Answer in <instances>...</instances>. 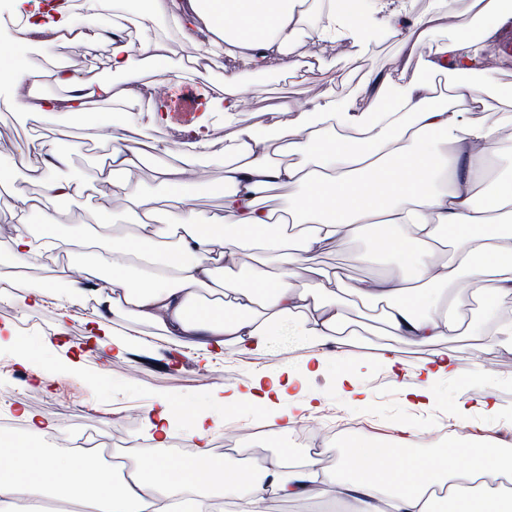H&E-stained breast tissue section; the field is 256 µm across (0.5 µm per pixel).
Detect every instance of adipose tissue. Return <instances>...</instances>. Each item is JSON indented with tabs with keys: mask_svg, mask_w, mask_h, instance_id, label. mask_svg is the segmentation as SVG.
Listing matches in <instances>:
<instances>
[{
	"mask_svg": "<svg viewBox=\"0 0 512 512\" xmlns=\"http://www.w3.org/2000/svg\"><path fill=\"white\" fill-rule=\"evenodd\" d=\"M109 0H82V23L71 7L45 6L44 0H12L24 17L13 38L27 45L39 40L75 47L95 56L103 39L99 18ZM459 0H441L428 14L412 13L407 0H352L350 15L338 14L334 0H126L112 13L111 79L90 73L75 79L63 67H23L20 57L0 64V100L9 112L34 113L41 133L25 142L24 154L42 157L39 172L20 175L0 168V223L9 226L0 243L14 274L8 284L25 285L23 270L36 255H69L86 243V229L61 224L82 184L64 176L69 154L58 141L75 125L112 139V151L97 180L100 192L92 219L109 230L118 210L133 213L130 232L112 236L99 268L63 266L59 280L21 295L28 309L61 300L69 311L85 302L97 306L94 334L110 330L109 313L124 310L163 331L171 342L191 341L200 350L225 348L251 353L267 347L281 329L324 346L345 328V302L381 308L385 330L417 345L463 335L461 321L448 307V291L460 281L479 282L478 296L496 316L497 326L483 338L486 350H512V316L503 301L512 296V177L472 184L487 149L512 154V85L488 65L487 41L512 20V0H470L473 22L456 37L426 46V37L455 16ZM315 26H308L310 10ZM172 14L186 35L204 33L187 59L174 61L154 35L159 17ZM381 37L397 41L396 54L413 73L395 68L370 77L360 98H329L306 108L281 98L275 122L262 120L236 131L224 147V177L203 181L199 160L210 148L207 136L175 148L145 144V125L135 117L114 123L110 106L140 103L143 70L171 82L183 74L203 77L217 59L229 55L254 71L279 61L291 74L304 66L293 57L296 45L312 39L343 43L365 51ZM448 78L438 94L435 76ZM56 83L65 95L47 97L41 88ZM490 112L477 123L473 113ZM150 166L158 192L138 194L140 171ZM204 185L222 205L199 212L189 205L188 189ZM296 186L284 223L263 204L269 190ZM50 203L38 231L28 213L39 199ZM373 227L396 262L382 276L355 284L337 273L315 269L306 287L290 282L296 266L310 262L335 243ZM450 236L446 260H434L440 231ZM220 291L207 301L201 292ZM464 373L448 353L403 373L405 393L423 401L430 381ZM22 434L0 435V512H16L17 496L60 500L98 512H169L167 502L189 491L191 504L211 499L214 489L243 494L259 507L271 497L346 503L350 512H512V450L492 442L454 436L445 448L426 454L398 438L402 454L389 462L360 436H351L343 477L322 478L319 461L280 449L256 470L229 468L208 449L207 411L194 417L196 450L180 465L161 452L134 461L130 478L115 480L97 459L74 452L42 450L31 437L49 425L26 413Z\"/></svg>",
	"mask_w": 512,
	"mask_h": 512,
	"instance_id": "adipose-tissue-1",
	"label": "adipose tissue"
}]
</instances>
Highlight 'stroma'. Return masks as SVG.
<instances>
[{
    "instance_id": "1",
    "label": "stroma",
    "mask_w": 512,
    "mask_h": 512,
    "mask_svg": "<svg viewBox=\"0 0 512 512\" xmlns=\"http://www.w3.org/2000/svg\"><path fill=\"white\" fill-rule=\"evenodd\" d=\"M347 53L348 48L343 44L330 49L309 41L300 43L294 51L297 59L307 60L317 55L323 61L322 70L302 83L282 71L276 60L270 62L264 73L257 74L232 58L219 59L209 81L187 76L165 87L168 121L151 130L150 135L172 144L189 141L195 132L200 107L205 103V83L221 84L228 75L236 76L248 89L245 110L237 119L241 127L254 122L256 113L265 111L282 96L309 106L331 94L357 95L369 74L392 68L395 44L390 39L378 41L351 62L346 59ZM27 57L34 65L42 59L55 58L78 75L90 69L105 78L110 75L101 58L83 57L66 45L34 48L28 51ZM40 130V124L30 114L0 112V163H19L20 147ZM104 146V141H91L80 153L72 155L65 174L82 181L87 189L76 197L67 213L59 215V223H90L96 203L91 187L103 159ZM365 251L375 254L374 264L358 262V253ZM392 263L390 254L378 243L375 234L369 232L354 240L338 242L314 260L315 266L336 269L350 283L380 274ZM96 312L95 304L90 303L72 310L64 319L54 302L23 311L11 299H0V328L28 322L26 334L33 342L31 352L25 355L0 347V418L20 415L27 409L50 420L55 432L34 436L35 445L58 446L68 439L71 425L93 421L103 437L123 436L133 440L134 446L127 449L126 455L134 460L154 451L142 417L147 406L161 402L179 404L181 410L171 420L169 436L184 440L192 429L194 411L208 406L212 391L222 387L243 390L258 375L285 369L299 378L306 393L317 396L316 412L286 430L275 409L258 408L245 400L225 405L220 412L221 427L209 435L211 451H218L228 428L246 432L249 445L263 453L294 449L299 439L321 434L329 437L333 451L319 455L320 468L326 476L337 475L347 452L348 434L333 432L326 425V415L333 410L362 423V436L380 448L390 447L404 427L410 428L415 437L425 438L430 449L445 447L451 433L473 441L512 434V352H485L478 342L484 324L478 320L468 323V335L448 338L439 347L407 346L382 329L377 316L351 304L346 308V322L357 326L358 334L341 336L339 342L325 346L330 364L310 374L303 363L313 348L301 336L283 331L273 336L262 351L238 354L228 348L223 357L209 358L194 345L172 343L156 328L139 324L121 312L110 316L115 340L136 331L142 340L140 348L121 359L115 358L108 347L99 346L91 352L87 349L91 341L87 329ZM438 349L454 355L470 376L463 382L448 377L438 379L431 388L430 405L416 407L396 385L395 373L384 357L387 351H394L412 369ZM338 354L348 359L349 372H342L333 364L332 359ZM51 361L56 363L57 371L52 381L40 383L38 374ZM353 384L357 385L358 394H350L349 387ZM485 387L492 389L498 404L495 415L463 413V389L477 392Z\"/></svg>"
}]
</instances>
